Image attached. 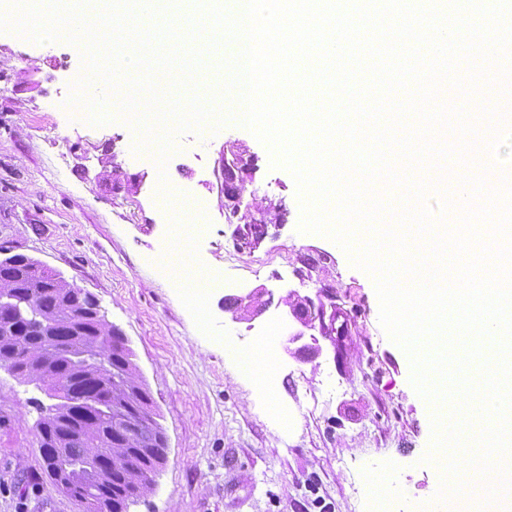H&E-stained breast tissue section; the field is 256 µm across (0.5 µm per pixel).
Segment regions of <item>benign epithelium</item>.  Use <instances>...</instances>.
Wrapping results in <instances>:
<instances>
[{
    "label": "benign epithelium",
    "mask_w": 512,
    "mask_h": 512,
    "mask_svg": "<svg viewBox=\"0 0 512 512\" xmlns=\"http://www.w3.org/2000/svg\"><path fill=\"white\" fill-rule=\"evenodd\" d=\"M255 170V157L236 143L224 144V165L222 167V193L224 210L229 220L235 222V240L240 250L256 248L265 237V224L254 217L250 207L243 205V186L252 179ZM234 307L231 309L234 319L250 320L262 313L272 303L273 293L266 289H253L241 295L231 297ZM292 319L301 326V330L291 334L288 341L297 343L305 338V331L312 332V343H305L299 350L311 358L322 355L323 347L319 339L330 343L337 356L346 353L345 337L348 335L347 323H337L336 295L317 289L315 297L299 298L294 293L281 299ZM318 335H313V332Z\"/></svg>",
    "instance_id": "7a95c632"
}]
</instances>
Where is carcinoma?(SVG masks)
I'll list each match as a JSON object with an SVG mask.
<instances>
[{"mask_svg":"<svg viewBox=\"0 0 512 512\" xmlns=\"http://www.w3.org/2000/svg\"><path fill=\"white\" fill-rule=\"evenodd\" d=\"M51 275L22 254L0 260V360L64 399L38 423L48 476L55 481L56 471L65 472L66 495L105 498L112 512H127L151 489L147 473L165 460L160 427L144 418L147 389L125 338L102 315L87 322L84 335H71L81 289ZM79 394L96 402L91 413L73 403Z\"/></svg>","mask_w":512,"mask_h":512,"instance_id":"1","label":"carcinoma"}]
</instances>
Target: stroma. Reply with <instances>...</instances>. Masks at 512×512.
<instances>
[{"instance_id": "35a3bbf8", "label": "stroma", "mask_w": 512, "mask_h": 512, "mask_svg": "<svg viewBox=\"0 0 512 512\" xmlns=\"http://www.w3.org/2000/svg\"><path fill=\"white\" fill-rule=\"evenodd\" d=\"M82 70L80 46L0 30V245L93 294L134 354L168 448L128 512H416L433 499L432 407L380 323L371 276L330 237L299 232L293 175L236 119L181 134L163 162L156 147L134 151L142 128L63 108ZM228 141L257 159L243 201L268 235L251 251L224 217ZM230 253V286L190 304L184 285ZM320 286L348 317L340 360L329 346L303 359L288 341L297 325L279 298ZM257 287L275 304L234 319L225 296ZM233 349L268 359L262 377ZM53 403L0 368V512H83L45 472L37 422Z\"/></svg>"}]
</instances>
